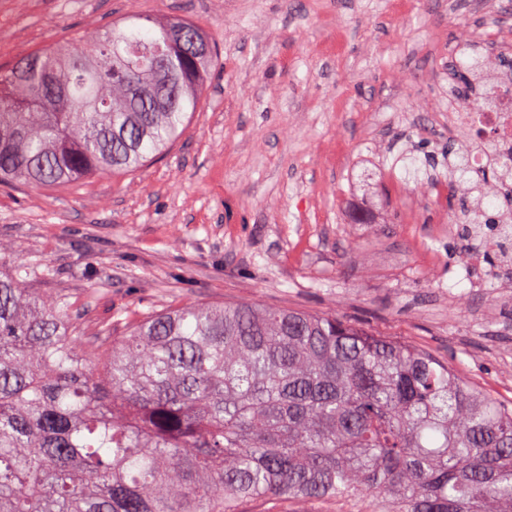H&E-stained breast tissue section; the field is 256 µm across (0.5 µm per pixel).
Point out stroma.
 Returning a JSON list of instances; mask_svg holds the SVG:
<instances>
[{"mask_svg": "<svg viewBox=\"0 0 512 512\" xmlns=\"http://www.w3.org/2000/svg\"><path fill=\"white\" fill-rule=\"evenodd\" d=\"M183 18L218 62L184 136L138 170L0 186V268L97 335L186 303L328 313L425 348L512 404V245L459 223L463 144L431 117L468 64L512 56V0H0V65L124 17ZM456 217L451 234L437 213Z\"/></svg>", "mask_w": 512, "mask_h": 512, "instance_id": "35a3bbf8", "label": "stroma"}]
</instances>
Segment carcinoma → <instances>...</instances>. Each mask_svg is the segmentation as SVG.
<instances>
[{
    "instance_id": "carcinoma-1",
    "label": "carcinoma",
    "mask_w": 512,
    "mask_h": 512,
    "mask_svg": "<svg viewBox=\"0 0 512 512\" xmlns=\"http://www.w3.org/2000/svg\"><path fill=\"white\" fill-rule=\"evenodd\" d=\"M217 58L183 62L135 15L0 68V185L137 170L185 134ZM33 274L0 270V512H512V409L425 349L249 303L87 336Z\"/></svg>"
}]
</instances>
